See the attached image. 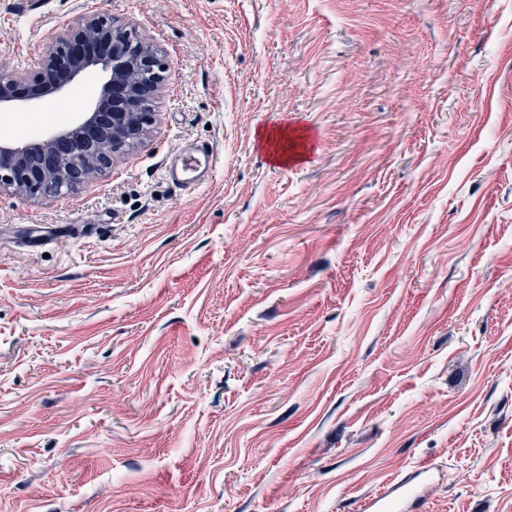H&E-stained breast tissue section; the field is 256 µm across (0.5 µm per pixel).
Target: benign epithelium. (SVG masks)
<instances>
[{
    "mask_svg": "<svg viewBox=\"0 0 512 512\" xmlns=\"http://www.w3.org/2000/svg\"><path fill=\"white\" fill-rule=\"evenodd\" d=\"M109 73L91 107L73 124L36 142L0 139V189L34 196L76 191L86 169L112 166L115 155L141 138L153 113L139 111L134 71L159 74L164 64L155 47L128 33L114 34L106 20L88 15L67 28L44 52L41 72L0 70V106L40 100L62 92L83 73Z\"/></svg>",
    "mask_w": 512,
    "mask_h": 512,
    "instance_id": "obj_1",
    "label": "benign epithelium"
}]
</instances>
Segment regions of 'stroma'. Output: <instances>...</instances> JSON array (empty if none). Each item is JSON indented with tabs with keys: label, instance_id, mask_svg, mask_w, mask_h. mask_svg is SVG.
Here are the masks:
<instances>
[{
	"label": "stroma",
	"instance_id": "35a3bbf8",
	"mask_svg": "<svg viewBox=\"0 0 512 512\" xmlns=\"http://www.w3.org/2000/svg\"><path fill=\"white\" fill-rule=\"evenodd\" d=\"M84 14L165 69L110 169L0 191V512H361L422 466L426 512H512V0H0V66ZM179 157L178 161L171 164L167 171L169 180L176 188L190 191L212 176L215 153L211 145L188 144Z\"/></svg>",
	"mask_w": 512,
	"mask_h": 512
}]
</instances>
